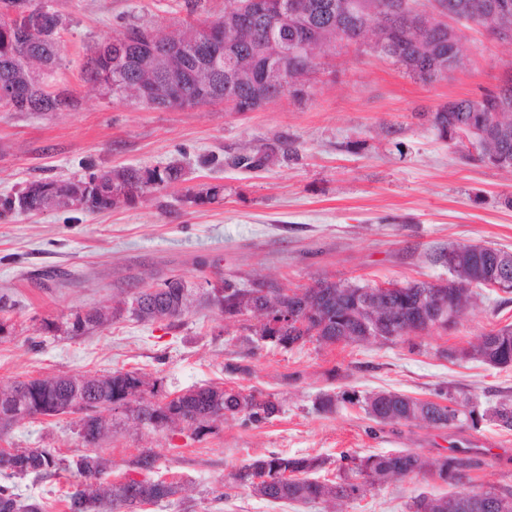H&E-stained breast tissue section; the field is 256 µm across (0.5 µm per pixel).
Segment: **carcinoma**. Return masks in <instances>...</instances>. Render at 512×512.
<instances>
[{
	"label": "carcinoma",
	"instance_id": "cac0c4a2",
	"mask_svg": "<svg viewBox=\"0 0 512 512\" xmlns=\"http://www.w3.org/2000/svg\"><path fill=\"white\" fill-rule=\"evenodd\" d=\"M15 0H0V88L16 80L28 90L27 102L17 107L0 101V109L8 112H59L74 106V97L64 90L53 88L50 77L60 60L61 45L54 44L53 36L43 31L30 14L12 13ZM323 5L307 24L310 51L320 52L332 43L335 31L340 29L339 10L329 5H342L346 0H314ZM192 21L182 32L184 44L154 47L160 54L175 52L181 55L184 66L193 77V84L206 85L217 76L227 78L224 57L211 64V70L201 69V62L194 57L193 43L205 36L208 28L224 29L227 50L235 59L234 83L239 98L233 111L253 112L278 97L262 84L261 63L255 61L250 46L236 42L233 16L224 15L211 20L202 17L203 0L188 4ZM409 10L394 21L391 45L383 56L403 66L410 74L426 82L447 77L453 70L448 55V30L439 29L419 39L410 31ZM356 23L366 31L381 25L379 17L368 6L361 5L356 13ZM142 30L132 28L126 33L103 42L107 47L131 41L122 55H108L96 47L84 68V80L105 93L117 86L121 96L136 97L141 70L148 67L157 72L162 69L146 56L149 44L141 41ZM27 48L28 57L16 61V47ZM430 116L431 125L439 136L455 144H463L460 134L467 127L483 124L488 134L483 139L479 153L467 152L466 157L484 163L492 157L512 162V86L498 87L481 94V101L473 97L452 100ZM297 152L294 142L278 141L274 146L259 148L231 156L230 164L241 170L255 171L267 168L276 155ZM182 179V169L177 165L160 168L122 167L102 173H91L79 179L60 180L39 178L19 188L14 195L0 199V211L5 214L35 216L49 209H86L107 212L124 204L131 205L155 191L171 187ZM436 260L448 265L454 279L450 284L427 282L410 283L392 288L379 318L381 330L389 336L402 338L410 335L414 321L430 315V309L439 303L457 308L465 314L473 307L475 298L472 286H482L504 265L512 267V253L479 245H458L436 254ZM257 282L267 286V291L244 288L231 280H222L204 289L208 305L233 319L246 312L260 326L256 336L272 338L271 344L291 348L312 339L325 343H353L364 335L363 324L355 317L357 305L377 296L381 287L358 285L349 282L320 280L306 288L284 290L264 278ZM193 288L181 277H170L156 287L140 288L133 293L130 303L121 302L113 308L112 315L101 310H89L84 317L74 313L76 322L66 325V332L74 335L91 333L109 321L127 312L142 321L179 318L191 303ZM284 306L293 315L307 321L305 326L293 323L272 329L266 322L269 311ZM478 358L494 367L512 366V325L481 334L470 348L456 355ZM144 382L134 371L115 370L112 377L98 388H93L83 375H61L45 379L18 382L1 394L11 395L15 408L28 417L58 416L76 392L83 393L87 406L94 410L103 400H110L122 412L129 413L135 421L150 431L191 429L196 437L203 436L211 424L230 415H242L243 422L259 424L279 412L278 403L271 397L254 393H239L233 397L226 388L206 385L183 393L152 401L143 396ZM437 400H422L397 392H375L364 397L345 390L341 394L325 393L318 398L317 409L332 412L340 403L360 406L376 423L398 426L417 421L416 410L436 412L442 422L428 423L439 429H476L489 421L502 431H512V397L505 396L495 405L476 412L470 400L461 399L451 388H441ZM454 404L450 408L439 400ZM467 448H452L436 466L414 449L387 453L354 456L340 454V475L336 481L325 483L314 477L322 470L324 460L319 456H288L271 452L263 457L247 460L231 474L232 485L251 488L271 502L314 503L331 502L341 506L360 499L375 485L396 480L430 478L456 488L446 495L420 493L407 504L409 512H442L448 502L454 503L451 512H512V488H477L464 482L465 470L471 466L466 456ZM112 469V462L97 453H89L69 460L54 448H0V475L7 478H24L29 475L51 476L61 471L69 472L82 483L102 476ZM158 469L157 457L150 451L141 452L132 462V469L116 481L98 487L89 493L75 489L65 496L66 512H142L144 505H158L184 491L182 484L165 483L149 474ZM0 512H45L39 498L24 497L15 486L0 484Z\"/></svg>",
	"mask_w": 512,
	"mask_h": 512
}]
</instances>
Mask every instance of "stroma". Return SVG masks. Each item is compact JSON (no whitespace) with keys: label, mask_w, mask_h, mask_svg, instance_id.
Instances as JSON below:
<instances>
[{"label":"stroma","mask_w":512,"mask_h":512,"mask_svg":"<svg viewBox=\"0 0 512 512\" xmlns=\"http://www.w3.org/2000/svg\"><path fill=\"white\" fill-rule=\"evenodd\" d=\"M59 14L61 61L55 88L73 93L74 108L46 114L0 110V198L35 178L73 179L119 167H163L178 161L184 182L111 213L48 210L0 219V296L11 304L12 333L0 336V389L62 372H138L157 398L220 384L274 397L279 413L258 425L227 417L201 438L180 431L150 433L124 414L98 448L119 480L144 449L161 472L183 476L195 512H213L208 492L224 485L223 512H327L323 502L284 506L228 483L243 460L272 452L325 459L320 479H335L340 452L361 456L412 448L430 460L450 446L476 449L469 471L476 484L512 487V432L398 428L372 421L359 406L321 414L323 393L396 391L432 398L455 386L484 408L512 395V367L496 368L448 353L469 347L491 329L512 324V299L481 289L482 302L452 328L392 341L284 349L252 347L249 320H226L195 302L176 323L129 316L83 336L43 333L41 322L63 324L72 313L111 311L142 285L180 276L192 286L231 278L248 285L268 276L285 289L327 279L360 285L444 284L452 275L434 262L440 249L465 244L512 252V175L465 162L439 138L426 111L494 88L512 70V44L459 23L460 68L425 83L366 47H328L306 81L253 112L224 104L154 110L103 95L82 78L96 45L138 25L181 28L185 0H45ZM293 140L296 154L249 173L209 165L226 157ZM213 202H192L212 186ZM249 366L246 375L230 373ZM55 448L84 454L74 418L38 416L16 422L0 448ZM449 485L418 478L370 488L344 512H407L419 493Z\"/></svg>","instance_id":"stroma-1"}]
</instances>
